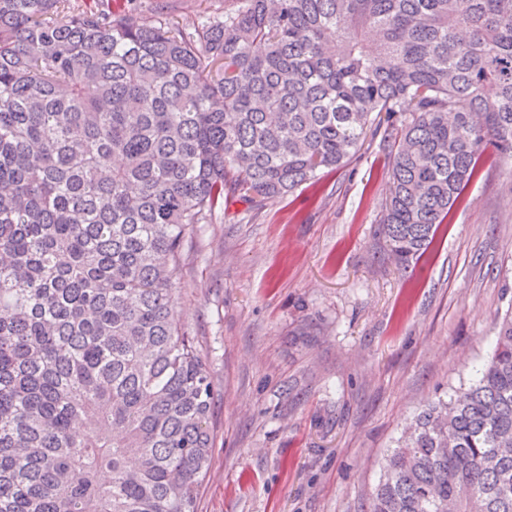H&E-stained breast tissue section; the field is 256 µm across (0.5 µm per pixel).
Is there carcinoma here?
<instances>
[{
	"label": "carcinoma",
	"instance_id": "carcinoma-1",
	"mask_svg": "<svg viewBox=\"0 0 512 512\" xmlns=\"http://www.w3.org/2000/svg\"><path fill=\"white\" fill-rule=\"evenodd\" d=\"M380 133L406 268L486 144L512 162V0H233L192 33L0 0V512H197L213 391L173 307L186 239L224 192L282 197ZM369 512H512V310Z\"/></svg>",
	"mask_w": 512,
	"mask_h": 512
}]
</instances>
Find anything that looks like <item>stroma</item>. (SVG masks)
Masks as SVG:
<instances>
[{
    "mask_svg": "<svg viewBox=\"0 0 512 512\" xmlns=\"http://www.w3.org/2000/svg\"><path fill=\"white\" fill-rule=\"evenodd\" d=\"M156 4L187 31L225 0ZM381 139L264 202L228 196L185 244L175 310L213 386L198 512H368L380 466L437 396L468 386L512 307V169L486 148L427 254L388 259Z\"/></svg>",
    "mask_w": 512,
    "mask_h": 512,
    "instance_id": "obj_1",
    "label": "stroma"
}]
</instances>
